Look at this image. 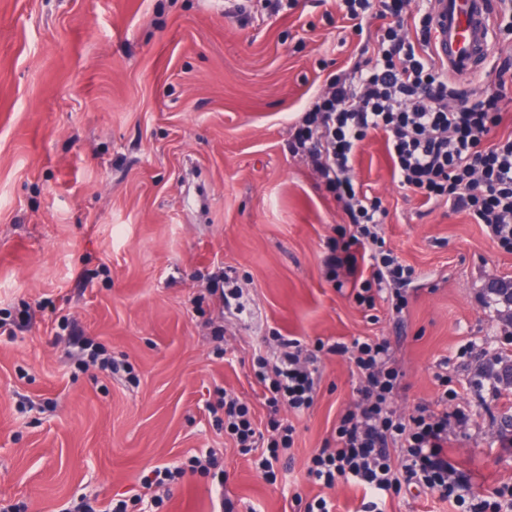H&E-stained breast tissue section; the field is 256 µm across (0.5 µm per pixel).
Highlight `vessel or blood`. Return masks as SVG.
I'll return each instance as SVG.
<instances>
[{
    "instance_id": "1",
    "label": "vessel or blood",
    "mask_w": 512,
    "mask_h": 512,
    "mask_svg": "<svg viewBox=\"0 0 512 512\" xmlns=\"http://www.w3.org/2000/svg\"><path fill=\"white\" fill-rule=\"evenodd\" d=\"M437 63L466 79L488 60L494 46V9L489 0H431Z\"/></svg>"
}]
</instances>
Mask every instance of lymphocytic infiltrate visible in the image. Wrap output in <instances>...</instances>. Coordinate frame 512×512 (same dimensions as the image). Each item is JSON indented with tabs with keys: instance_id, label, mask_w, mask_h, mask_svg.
Masks as SVG:
<instances>
[{
	"instance_id": "1",
	"label": "lymphocytic infiltrate",
	"mask_w": 512,
	"mask_h": 512,
	"mask_svg": "<svg viewBox=\"0 0 512 512\" xmlns=\"http://www.w3.org/2000/svg\"><path fill=\"white\" fill-rule=\"evenodd\" d=\"M410 0H336L343 18L378 20L374 40L358 46L361 63L350 72L329 75L325 89L292 126L290 148L304 156L324 191L342 203L353 229L327 243L325 265L352 277L359 303L375 306L388 298L396 311L409 304L405 290L414 269L385 247L381 234L388 210L352 176L353 161L369 133L383 134L394 179L419 193L424 203L445 204L480 224L500 247L512 251V131L502 132L505 91L512 85V60L493 65L496 88L461 89L436 62L430 13L409 9ZM416 35H409L410 22ZM275 363L260 358L255 377L271 409L300 412L315 402L319 370L300 340L279 338ZM327 353L350 356L358 378L357 399L343 410L323 448L309 459L308 481L322 488L350 485L362 490L359 512H388L407 490L436 493L453 512H512V484L479 498L468 482L448 477V431L452 416L447 396L437 408L404 416L393 406L400 373L386 338L367 336L352 345L328 344ZM224 433L265 476L293 442L291 425L271 420L260 432L246 403L223 394ZM205 472L224 478L222 453L211 449L181 464L152 467L129 496L101 502L82 496L62 512H152L160 490L186 476Z\"/></svg>"
}]
</instances>
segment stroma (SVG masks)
Returning a JSON list of instances; mask_svg holds the SVG:
<instances>
[{
  "mask_svg": "<svg viewBox=\"0 0 512 512\" xmlns=\"http://www.w3.org/2000/svg\"><path fill=\"white\" fill-rule=\"evenodd\" d=\"M225 0H0V310L28 311L0 335V499L60 512L86 494L135 489L146 467L224 454L223 495L197 474L159 512H286L293 493L358 512L362 491L305 476L310 456L356 398L342 356L319 359L314 405L271 411L254 376L274 334L352 343L386 337L399 413L435 406L448 377L461 413L448 461L475 493L512 483V398L480 381L512 365V308L483 305L512 284V253L445 206L422 205L369 134L353 176L381 198L387 247L415 270L408 309L359 305L328 279L326 242L349 226L310 164L288 150L292 124L348 70L362 35L335 0H298L267 20L226 18ZM231 271L225 305L210 276ZM77 324L130 372L78 363L59 326ZM235 393L259 428L293 425L275 478L256 471L206 410Z\"/></svg>",
  "mask_w": 512,
  "mask_h": 512,
  "instance_id": "1",
  "label": "stroma"
}]
</instances>
